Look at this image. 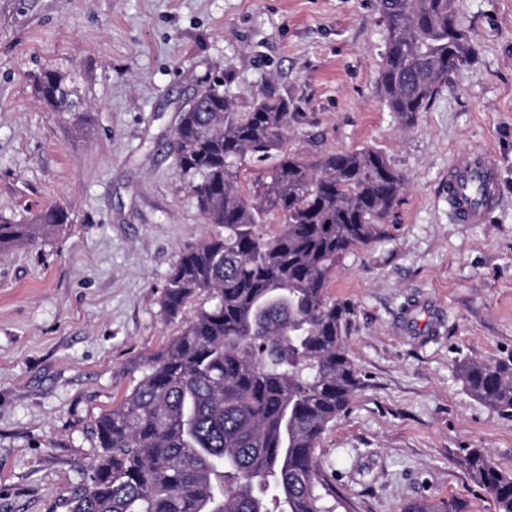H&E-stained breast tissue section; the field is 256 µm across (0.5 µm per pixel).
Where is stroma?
<instances>
[{"label": "stroma", "instance_id": "obj_1", "mask_svg": "<svg viewBox=\"0 0 512 512\" xmlns=\"http://www.w3.org/2000/svg\"><path fill=\"white\" fill-rule=\"evenodd\" d=\"M475 56L405 126L382 102L375 0H0V222L57 206L61 233L0 252V512H69L99 453L96 418L142 379L194 305L161 299L206 223L173 151L179 112L218 84L236 109L287 98L310 154L374 147L405 178L376 239L329 286L351 308L361 376L317 451L334 512L455 499L496 512L462 465L512 474V418L473 399L458 362L512 358V0H456ZM69 93L42 100L45 73ZM489 153L501 205L448 210V166Z\"/></svg>", "mask_w": 512, "mask_h": 512}]
</instances>
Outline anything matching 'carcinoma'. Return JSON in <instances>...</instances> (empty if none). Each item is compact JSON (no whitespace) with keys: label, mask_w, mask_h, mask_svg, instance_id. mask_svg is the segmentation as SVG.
I'll list each match as a JSON object with an SVG mask.
<instances>
[{"label":"carcinoma","mask_w":512,"mask_h":512,"mask_svg":"<svg viewBox=\"0 0 512 512\" xmlns=\"http://www.w3.org/2000/svg\"><path fill=\"white\" fill-rule=\"evenodd\" d=\"M387 28L378 90L406 125L427 110L474 48L454 0H376ZM55 106L60 77L44 74ZM288 100L264 96L239 112L216 84L181 110L174 150L206 223L224 233L184 251L162 307L201 304L141 381L94 423L101 449L71 512H332L317 449L361 385L345 338L351 310L328 294L341 259L377 237L404 178L374 148L316 160L281 149ZM272 160L249 196L247 158ZM54 207L34 224H0V251L64 230ZM465 391L512 417V358L457 367ZM462 464L512 512V475L472 448ZM405 512H465L455 500L413 501Z\"/></svg>","instance_id":"1"}]
</instances>
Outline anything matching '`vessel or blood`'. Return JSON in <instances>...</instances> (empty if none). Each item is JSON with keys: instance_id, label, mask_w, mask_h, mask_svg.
<instances>
[{"instance_id": "obj_1", "label": "vessel or blood", "mask_w": 512, "mask_h": 512, "mask_svg": "<svg viewBox=\"0 0 512 512\" xmlns=\"http://www.w3.org/2000/svg\"><path fill=\"white\" fill-rule=\"evenodd\" d=\"M500 196V181L489 154L466 151L449 166L448 207L457 223H482Z\"/></svg>"}]
</instances>
